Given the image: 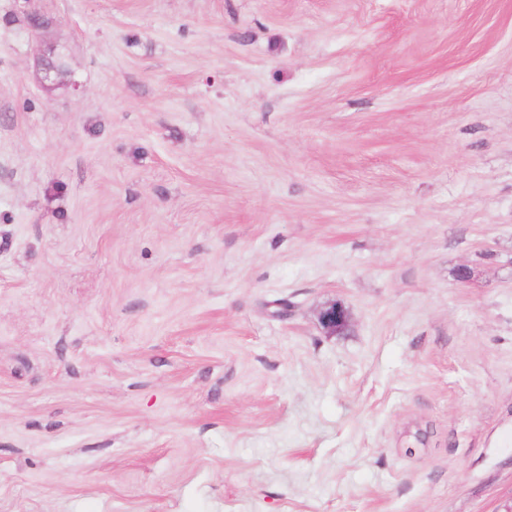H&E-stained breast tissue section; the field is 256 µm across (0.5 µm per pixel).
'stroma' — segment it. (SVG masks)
<instances>
[{
  "label": "stroma",
  "instance_id": "35a3bbf8",
  "mask_svg": "<svg viewBox=\"0 0 512 512\" xmlns=\"http://www.w3.org/2000/svg\"><path fill=\"white\" fill-rule=\"evenodd\" d=\"M33 6L67 73L0 0V512H504L512 0ZM46 28L47 26L35 28L36 38L33 44V54L39 67L41 83L45 88H49L58 82L60 74L56 73V70L49 64L50 56L54 55L55 48L45 43L42 37V32ZM318 322L327 335H336L349 327L350 314L343 304L335 300L319 311Z\"/></svg>",
  "mask_w": 512,
  "mask_h": 512
}]
</instances>
